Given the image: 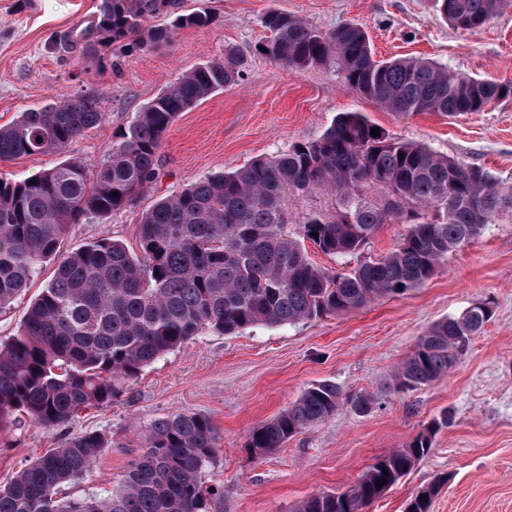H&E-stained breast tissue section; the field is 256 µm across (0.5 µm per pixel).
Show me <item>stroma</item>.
I'll return each instance as SVG.
<instances>
[{
    "instance_id": "1",
    "label": "stroma",
    "mask_w": 512,
    "mask_h": 512,
    "mask_svg": "<svg viewBox=\"0 0 512 512\" xmlns=\"http://www.w3.org/2000/svg\"><path fill=\"white\" fill-rule=\"evenodd\" d=\"M100 2L0 0V125L88 86L100 93L106 114L102 127L64 154L2 162L0 175L22 179L66 156L96 164L113 131L182 73L225 50L236 52L242 76L179 115L162 141L149 192L111 218L76 225L63 251L100 237L135 247L138 219L156 200L209 174L318 140L342 112L361 113L394 137L482 165L512 185V97L455 118H402L347 90L335 65L299 72L256 50L269 35L262 19L276 8L325 33L359 26L379 60L425 57L455 73L512 83V7L469 33L453 29L431 0H181L183 11L209 9L217 23L181 30L157 51L115 50L112 64L87 69L79 49L52 46L51 39L91 21ZM481 301L491 304L492 316L456 368L430 385L398 390L393 374L420 336ZM323 381L369 395L370 410L342 409L264 456L248 450L253 427ZM180 412L208 416L222 437L202 472L204 485L220 493L211 512H294L310 495L348 489L377 457L405 447L442 416L448 423L427 456L365 512H404L413 494L440 478L445 484L431 512H512V215H501L403 296L292 325H256L230 336L205 332L146 367L112 405L60 427L0 430V484L68 437L102 430L111 446L73 490L115 489L145 448L144 430Z\"/></svg>"
}]
</instances>
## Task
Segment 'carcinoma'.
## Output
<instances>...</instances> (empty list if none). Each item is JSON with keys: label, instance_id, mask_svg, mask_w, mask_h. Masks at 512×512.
Listing matches in <instances>:
<instances>
[{"label": "carcinoma", "instance_id": "cac0c4a2", "mask_svg": "<svg viewBox=\"0 0 512 512\" xmlns=\"http://www.w3.org/2000/svg\"><path fill=\"white\" fill-rule=\"evenodd\" d=\"M433 2L465 32L482 28L509 4ZM178 5L101 0L90 25L68 36L82 45L86 66L99 67L116 46L149 52L168 45L181 29L215 22L206 11L179 12ZM159 17L165 23H151ZM263 24L271 33L261 42L265 56L295 71L333 63L349 91L402 116L481 112L512 95V84L451 73L433 60H376L366 33L353 24L321 33L278 9ZM239 76L236 55L228 50L181 75L137 112L112 135V148L98 165L68 158L20 180L0 176V309L45 264L54 265L18 334L0 343L1 430L23 417L56 427L85 408L109 406L145 367L206 330L232 335L400 297L512 211V186L483 166L383 130L374 137L365 116L344 112L314 142L210 175L157 201L139 218L136 254L110 237L61 251L74 225L123 212L147 192L159 175L162 140L177 117ZM104 120L93 91L29 108L0 126V161L63 152ZM312 196L327 206L295 220L292 202ZM383 224H406L408 232L384 258L342 272L315 266L298 242L351 258ZM491 315L479 302L431 325L399 365L397 388L417 389L448 375ZM371 403L334 382L314 384L254 427L247 447L256 455L272 452L344 407L365 413ZM440 425L431 422L408 446L376 458L349 489L312 495L295 512H357L376 501L429 453ZM144 440V452L116 490L72 498L63 487L91 470L111 444L99 430L74 435L0 485V512H209L217 493L204 487L201 473L220 440L212 421L199 413L173 414L154 422ZM382 479L386 483L377 486ZM442 484L421 488L405 512H430Z\"/></svg>", "mask_w": 512, "mask_h": 512}]
</instances>
